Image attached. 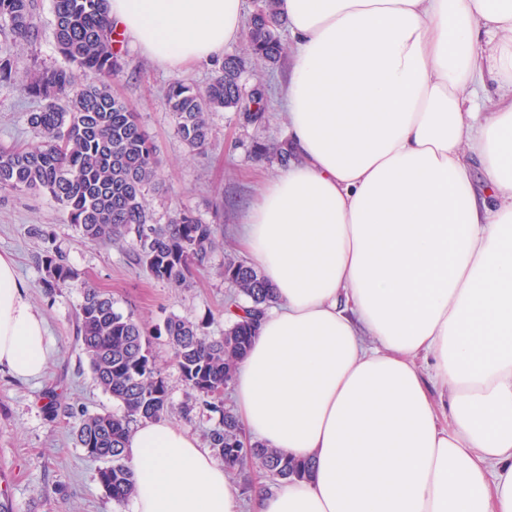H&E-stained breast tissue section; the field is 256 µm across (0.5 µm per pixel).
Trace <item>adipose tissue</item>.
I'll return each mask as SVG.
<instances>
[{"label":"adipose tissue","instance_id":"ef3b65f1","mask_svg":"<svg viewBox=\"0 0 512 512\" xmlns=\"http://www.w3.org/2000/svg\"><path fill=\"white\" fill-rule=\"evenodd\" d=\"M244 0H108L161 67L240 38ZM294 159L240 242L273 296L234 376L250 437L309 462L252 512H512V0H279ZM46 323L0 253V369ZM448 394L440 417L430 386ZM131 512H240L165 418L130 433Z\"/></svg>","mask_w":512,"mask_h":512}]
</instances>
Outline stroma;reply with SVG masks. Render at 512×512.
Wrapping results in <instances>:
<instances>
[{"instance_id":"stroma-1","label":"stroma","mask_w":512,"mask_h":512,"mask_svg":"<svg viewBox=\"0 0 512 512\" xmlns=\"http://www.w3.org/2000/svg\"><path fill=\"white\" fill-rule=\"evenodd\" d=\"M33 13L40 30L35 44H9L0 35V50H7L21 71L35 62H63L52 34L51 0H34ZM289 65L286 59L272 68L247 64L245 87L260 81L270 88L266 122L245 124L231 109L211 113L213 136L198 154L181 141L165 89L176 79L206 83L210 65L168 71L131 48L122 50V69L112 78V90L138 113L160 160L161 183L147 195L153 223H169L177 211L186 210L224 229L223 246L209 255L192 287L172 288L152 279L130 264L125 245L83 241L50 196L0 195V253L14 257L51 340L41 378L22 381L0 371V499H9L11 512H130L129 502L109 497L98 479L101 461L77 447L72 435L74 414L120 409L93 380L77 342L83 288L105 291L119 311L133 313L150 328L176 315L205 323L210 335L223 334L224 307L235 299L236 290L220 271L225 259L242 258L239 239L245 214L264 183L279 171L277 163L253 158L250 147L257 139L278 142L288 137L278 94ZM39 107L38 100L0 82V149L37 142L26 115ZM48 247L57 249L78 275L77 282L51 294L42 287L39 263ZM151 351L168 384L169 421L206 440L216 419L197 410L183 414L187 388L167 338H154Z\"/></svg>"}]
</instances>
